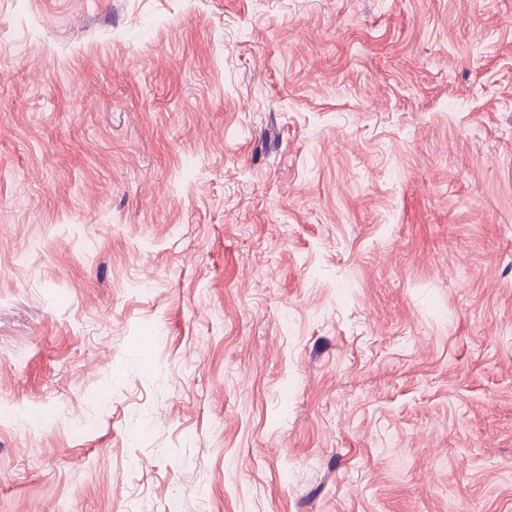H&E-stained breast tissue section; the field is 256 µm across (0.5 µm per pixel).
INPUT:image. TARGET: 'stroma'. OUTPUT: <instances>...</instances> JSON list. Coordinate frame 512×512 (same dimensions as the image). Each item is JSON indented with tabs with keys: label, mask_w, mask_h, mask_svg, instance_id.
<instances>
[{
	"label": "stroma",
	"mask_w": 512,
	"mask_h": 512,
	"mask_svg": "<svg viewBox=\"0 0 512 512\" xmlns=\"http://www.w3.org/2000/svg\"><path fill=\"white\" fill-rule=\"evenodd\" d=\"M173 501L512 512V0H0V512Z\"/></svg>",
	"instance_id": "stroma-1"
}]
</instances>
